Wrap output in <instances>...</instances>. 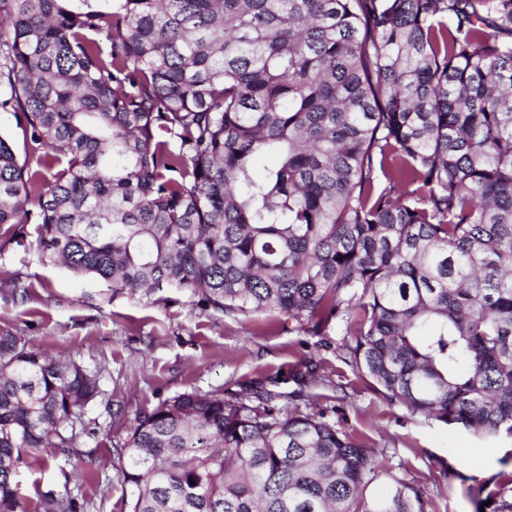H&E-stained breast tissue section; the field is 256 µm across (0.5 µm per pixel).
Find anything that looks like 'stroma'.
Returning a JSON list of instances; mask_svg holds the SVG:
<instances>
[{
	"label": "stroma",
	"instance_id": "obj_1",
	"mask_svg": "<svg viewBox=\"0 0 512 512\" xmlns=\"http://www.w3.org/2000/svg\"><path fill=\"white\" fill-rule=\"evenodd\" d=\"M16 280L25 297L13 296ZM1 328L70 353L100 374L102 394L85 413L80 447L67 456L32 450L20 466L16 480L29 504L52 489L74 497L78 512H128L119 452L140 413L187 391L221 395L274 374L275 391L290 393L296 385L287 373L307 354L328 381L317 390V406L394 476L420 488L426 512H476V489L496 490L512 472V437L480 439L389 405L346 362L341 323L317 336L281 318L205 310L170 288L132 293L76 278L42 263L29 244L11 242L0 245ZM465 448L474 454L463 464L457 456Z\"/></svg>",
	"mask_w": 512,
	"mask_h": 512
}]
</instances>
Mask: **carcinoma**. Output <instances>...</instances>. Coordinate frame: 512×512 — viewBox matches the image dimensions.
Here are the masks:
<instances>
[{
  "label": "carcinoma",
  "mask_w": 512,
  "mask_h": 512,
  "mask_svg": "<svg viewBox=\"0 0 512 512\" xmlns=\"http://www.w3.org/2000/svg\"><path fill=\"white\" fill-rule=\"evenodd\" d=\"M0 109L45 149L26 167L0 137V227L41 261L316 335L341 320L389 403L512 436V0H0ZM317 368L284 405L266 376L139 414L129 512H425L300 409ZM99 394L0 331V512H77L52 490L28 509L15 476L79 447Z\"/></svg>",
  "instance_id": "carcinoma-1"
}]
</instances>
